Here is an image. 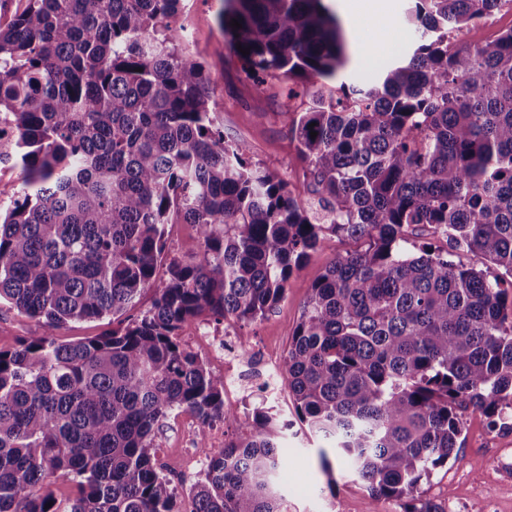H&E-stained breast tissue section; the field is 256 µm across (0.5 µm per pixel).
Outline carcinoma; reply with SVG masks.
Segmentation results:
<instances>
[{"instance_id":"carcinoma-1","label":"carcinoma","mask_w":512,"mask_h":512,"mask_svg":"<svg viewBox=\"0 0 512 512\" xmlns=\"http://www.w3.org/2000/svg\"><path fill=\"white\" fill-rule=\"evenodd\" d=\"M511 1L413 0L411 53L333 91L347 55L324 0H224L245 79L262 90L277 75L307 99L290 131L312 204L224 139L205 68L180 47L181 0H26L0 23V121L14 134L0 164L22 173L0 213V301L43 329L0 349V512H175L155 429L176 411L235 418L224 377L179 331L263 318L332 237L365 248L312 283L289 336L296 415L332 442L326 474L332 453L370 500L441 512L414 492L457 457L462 411L512 432V28L461 39ZM168 224L193 225L201 253L161 277ZM420 230L447 246L412 241ZM150 289L121 329L56 339ZM290 426L258 411L224 447L199 442L194 512H287ZM60 472L77 487L65 502L44 491Z\"/></svg>"}]
</instances>
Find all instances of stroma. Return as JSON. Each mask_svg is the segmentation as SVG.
<instances>
[{
    "label": "stroma",
    "mask_w": 512,
    "mask_h": 512,
    "mask_svg": "<svg viewBox=\"0 0 512 512\" xmlns=\"http://www.w3.org/2000/svg\"><path fill=\"white\" fill-rule=\"evenodd\" d=\"M327 3L341 25L349 55L341 72L343 79L371 83L375 78L374 66L400 60L411 51L413 36L407 16L412 0H384L385 18L381 21L369 15L351 14L346 0ZM221 8L222 0H184L177 19L185 36L182 47L205 66L219 104L218 119L224 126L225 140L244 143L252 162L284 179L293 196L309 201L310 178L298 157L297 142L289 132L292 112L301 102L286 98L283 80H269L260 92L243 79L229 60L218 23ZM363 247L360 240H327L291 278L284 299L272 311L256 322L233 324L231 329L240 344L249 352L259 350L283 357L310 285L330 263ZM223 329V323L204 317L180 333L182 344L219 375L224 372V358L211 350L205 338ZM41 332L37 320L9 304L0 305V348H13L23 338ZM238 371V400L233 406L237 423L216 421L198 426L193 415L182 412L166 420L155 435L156 462L174 480L179 512H194L189 486L203 474L202 469L187 463L185 449L196 447L200 437L212 430L228 438L236 436L238 422L250 421L254 407L271 406L278 397L285 405V418L292 422L280 438L290 458L279 476L288 512H365L369 507L374 512H402L396 500L369 501L363 485L341 463H334L332 475H325L318 459L322 442L297 422L292 398L283 392V382L267 384L265 374L248 359L240 363ZM463 422L457 460L423 483L419 496L439 504L443 512H512V470H502L497 463L502 449L512 448V433L489 432L484 417L473 410L464 412Z\"/></svg>",
    "instance_id": "35a3bbf8"
}]
</instances>
